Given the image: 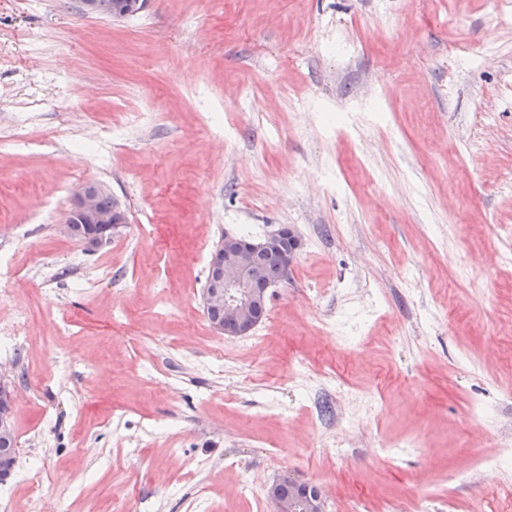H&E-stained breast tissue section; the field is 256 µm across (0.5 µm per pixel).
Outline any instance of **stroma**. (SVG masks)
I'll list each match as a JSON object with an SVG mask.
<instances>
[{"instance_id":"stroma-1","label":"stroma","mask_w":512,"mask_h":512,"mask_svg":"<svg viewBox=\"0 0 512 512\" xmlns=\"http://www.w3.org/2000/svg\"><path fill=\"white\" fill-rule=\"evenodd\" d=\"M213 103L232 139L208 132ZM141 111L153 121L125 126ZM90 115L112 128L94 160ZM11 128L24 137L0 150V366L17 389L18 470L46 474L45 512H128L136 498L188 512L200 482L213 512H252L236 484L250 469L320 486L328 512L440 483L451 512H476L494 480L478 457L512 446V402L458 364L467 351L512 382V270L498 263L512 226V0H148L114 20L78 0H0ZM88 180L127 217L93 253L62 229ZM281 224L302 247L258 326L263 381L247 353L199 372L240 342L204 315L207 256L225 231ZM459 249L475 287L455 279ZM362 317L355 343L320 331ZM325 369L334 396L306 398ZM356 394L379 410L345 417ZM480 402L491 417L471 416ZM413 436L421 448L397 465L374 453ZM460 469L470 478L453 483Z\"/></svg>"}]
</instances>
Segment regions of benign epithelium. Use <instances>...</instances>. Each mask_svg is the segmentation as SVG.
I'll return each instance as SVG.
<instances>
[{
  "instance_id": "7a95c632",
  "label": "benign epithelium",
  "mask_w": 512,
  "mask_h": 512,
  "mask_svg": "<svg viewBox=\"0 0 512 512\" xmlns=\"http://www.w3.org/2000/svg\"><path fill=\"white\" fill-rule=\"evenodd\" d=\"M85 14L122 18L130 14L124 5L113 0H80ZM105 189L97 182H85L74 191L65 220V232L80 239L75 226L102 249L112 243V236L126 222L125 211L116 204L104 212L98 200ZM278 247L282 251L283 276H288L300 247L292 227L284 224L262 238L245 239L237 234H224L209 260V280L203 294V311L211 328L218 335L247 336L260 323L254 308L260 303L251 289V282L263 275L258 257ZM17 391L8 372L0 369V481L12 477L18 461V442L12 415ZM288 483V495L274 490L268 496L271 512H326L325 495L316 485L293 477L274 482L278 487Z\"/></svg>"
}]
</instances>
